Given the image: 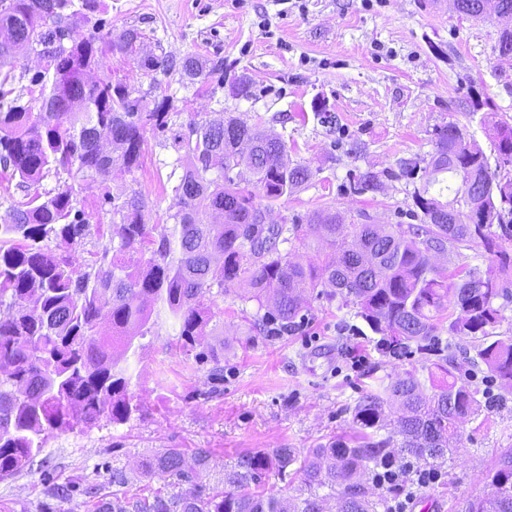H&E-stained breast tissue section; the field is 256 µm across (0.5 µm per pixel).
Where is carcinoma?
I'll list each match as a JSON object with an SVG mask.
<instances>
[{"mask_svg":"<svg viewBox=\"0 0 512 512\" xmlns=\"http://www.w3.org/2000/svg\"><path fill=\"white\" fill-rule=\"evenodd\" d=\"M484 3L459 0L458 14L482 19ZM97 7V0H0V163L30 186L51 174L59 182L0 224V480L46 467L41 453L54 432L101 420L121 424L138 411L128 394L129 366L104 350L102 322L111 323L112 346L126 354L150 332L152 318L164 317L178 326L189 353L212 319L208 302L231 284L246 282L247 300L264 311L254 315L253 325L279 330L294 324L307 289L322 287L357 307L379 335L381 352L399 358L414 344L435 356L428 375L432 394L425 395L412 374L392 383L386 397L366 393L352 409L350 436L306 454L295 448L246 452L224 474L222 487L195 481L209 467V449L193 451L188 471L186 453L165 448L143 470L176 478L177 491L121 493L130 479L114 468L112 502H100L97 512H323L325 499L335 495L336 512H377L383 500L372 499L353 477L398 452L426 463L443 460L455 451L467 418L507 401L504 394L478 399L477 389L455 374V358L440 346L443 323L448 335L470 343L489 377L512 390V337L493 333L501 320L493 300L512 297V253L485 223L496 214L499 226L512 224V179L502 176V169L512 167V124L484 113L496 132L492 162L458 125L435 130L422 185L413 195L422 213L419 224H360L350 243L343 238L342 217L330 209L314 212L304 228L293 225L295 235L318 237L328 248L319 263L304 264L285 262L279 254L285 226L270 225L272 242L260 239L257 218L268 207L255 203L253 189L277 201L312 180L310 167L291 163L280 137L233 115L219 126L193 121L189 134L177 139L192 164L175 187L179 209L171 215L173 224L145 223L133 197L116 210L120 223L111 225L118 245L104 247L91 266L77 271L50 246L77 244L90 233L77 208L75 183H104L138 167L144 130L165 129L170 116L166 101L150 108L124 83L97 81L91 74L118 56L146 72L178 66L191 84L224 69L222 63L208 69L193 55L178 64L143 53L138 30L114 37L102 33L99 19L88 34L70 38L64 66H50L49 58L46 73L30 77L28 91L39 87L40 112L19 104L18 96L10 98L13 90L4 85L20 53L36 50L60 29L73 33ZM237 168L236 177L229 176ZM212 170L222 179L207 177ZM447 176L460 178V185L447 184L454 196L444 201L445 190L430 189ZM215 213L222 222L212 220ZM446 245L482 248L489 269L483 275L473 269L438 272L430 251ZM143 250L149 259L128 258ZM394 408L401 410L395 420ZM390 421L401 437L397 450L391 437H378ZM292 466L307 492L290 502L266 493L265 477L274 470L284 475ZM488 482L494 496L468 502L466 512H512V452L498 458Z\"/></svg>","mask_w":512,"mask_h":512,"instance_id":"obj_1","label":"carcinoma"}]
</instances>
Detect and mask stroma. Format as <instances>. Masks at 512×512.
Here are the masks:
<instances>
[{
	"instance_id": "stroma-1",
	"label": "stroma",
	"mask_w": 512,
	"mask_h": 512,
	"mask_svg": "<svg viewBox=\"0 0 512 512\" xmlns=\"http://www.w3.org/2000/svg\"><path fill=\"white\" fill-rule=\"evenodd\" d=\"M112 34L142 32L141 49L173 60L187 55L224 72L204 87L187 83L179 70L144 72L113 61L95 78L125 82L135 95L168 99L171 131L146 130L140 164L108 186L88 182L77 199L90 224L113 222V210L138 198L149 224L169 223L178 209L174 188L188 164L172 136L190 121L233 115L266 128L285 141L290 161L309 165L313 178L272 202L275 224H303L317 210L338 212L346 235L358 224H415L413 201L420 176L402 167L426 158L437 127L454 123L485 154L495 131L461 106L470 96L489 100L512 116V59L496 49L495 18L475 22L447 4L424 11L419 0H104ZM239 78L252 84L250 99L232 96ZM333 115L324 123L313 106ZM378 173L380 192H360V174ZM246 285L217 297L214 316L201 337L224 369L215 380L210 365L185 353L176 330L158 321L135 339L129 363V394L140 409L123 424L78 426L51 436L43 450L57 481L77 487L71 499L48 497L38 471L0 480V505L15 512H96L111 500L110 472L125 468L129 492L167 490L168 477H141L142 462L164 448L211 451L202 481L215 484L245 452L318 447L349 436L351 412L366 391L406 373L427 381L430 361L419 352L403 358L377 351L374 335L353 306L310 294L299 320L306 331L273 335L242 319L255 314ZM362 363L352 367V356ZM512 450V397L482 411L461 427L458 450L440 465L439 483L418 489L410 512H464L483 496L486 474L499 455ZM96 486L97 498L84 495Z\"/></svg>"
}]
</instances>
